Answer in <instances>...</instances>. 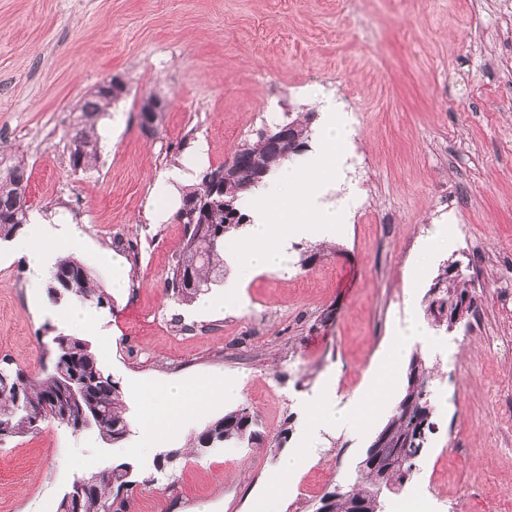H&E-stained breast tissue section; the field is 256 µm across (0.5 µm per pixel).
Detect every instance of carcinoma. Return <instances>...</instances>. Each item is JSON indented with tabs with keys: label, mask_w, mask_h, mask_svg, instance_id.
<instances>
[{
	"label": "carcinoma",
	"mask_w": 512,
	"mask_h": 512,
	"mask_svg": "<svg viewBox=\"0 0 512 512\" xmlns=\"http://www.w3.org/2000/svg\"><path fill=\"white\" fill-rule=\"evenodd\" d=\"M121 94L94 92L79 108L78 121L70 130V143L75 145L70 162L82 170L92 169L98 161V135L91 120L106 112ZM315 112L304 118H288L300 148L286 157L275 159L279 145L264 132L253 143H245L235 152L238 163L231 179L224 180V166L201 171L200 181L183 194V204L198 207L200 233L190 230V219L176 212L185 225L186 241L167 278V291L180 303H190L208 290L224 271V242L249 219L245 195L276 171L285 160L302 156L309 147L311 123ZM28 178L25 163L14 159L0 167V241L15 237L29 223V206L24 194ZM47 293L58 301L74 300L98 307L109 302L108 293L78 260L67 256L58 259L55 272L47 284ZM468 302L461 313L465 317L476 307L474 289L462 274L448 277L443 268L429 288L424 303L428 323L435 329L448 326V300ZM432 379L434 369L426 366L418 352L408 366L404 396L393 410L378 435L388 438L387 447L371 455L366 451L356 476L345 485L325 493L329 512H383L387 494L396 493L417 473L418 463L428 449L430 436L437 424ZM43 414L37 418V414ZM126 408L118 383L102 372L95 354L85 340L63 336L55 344L50 371L32 378L19 370L0 365V445L32 434L45 423L70 426L80 424L96 430L100 437L114 445L121 443L122 432L130 431ZM255 414L247 407L232 410L210 421L190 439L193 454L199 456L226 444L247 442L260 445L263 436ZM74 482L85 483L79 512H104L106 502L112 512H129L131 502L121 495L137 481L132 467L126 463L105 469Z\"/></svg>",
	"instance_id": "obj_1"
}]
</instances>
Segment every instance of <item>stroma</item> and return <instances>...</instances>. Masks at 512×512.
<instances>
[{
	"instance_id": "1",
	"label": "stroma",
	"mask_w": 512,
	"mask_h": 512,
	"mask_svg": "<svg viewBox=\"0 0 512 512\" xmlns=\"http://www.w3.org/2000/svg\"><path fill=\"white\" fill-rule=\"evenodd\" d=\"M512 0H0V152L22 159L31 211L62 215L87 237L78 259L101 285L124 292L97 309L84 337L118 382L128 421L160 412L174 379L213 374L238 385L207 411L174 418L141 451L137 433L105 444L91 429L54 423L0 446V512H56L77 477L130 464L154 471L157 453L181 454L130 492L131 512H315L355 475L405 393L407 365L363 433H312L301 405L333 384L343 398L374 379L406 315L421 267L426 295L458 260L479 301L468 325L437 331L424 350L438 374V423L419 471L385 512H512ZM117 77L124 96L97 118L95 169L73 173L68 131L95 86ZM330 93L356 130L335 191L341 232L307 267L294 239L285 271L244 281L237 304L198 316L165 280L185 242L157 178L194 162L219 166L278 115L313 109ZM167 108L154 133L140 105ZM442 225L451 244L432 263L419 242ZM68 302L29 282L23 257L0 243V359L39 376L52 339L70 333ZM247 407L262 445L186 453L191 436ZM309 455L297 474L286 452ZM465 496H458V489Z\"/></svg>"
}]
</instances>
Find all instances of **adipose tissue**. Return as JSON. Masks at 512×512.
<instances>
[{"mask_svg":"<svg viewBox=\"0 0 512 512\" xmlns=\"http://www.w3.org/2000/svg\"><path fill=\"white\" fill-rule=\"evenodd\" d=\"M30 221L39 225L38 236L18 239L13 249L24 258L30 279L39 282L46 278L58 259L54 251L56 241H68L74 250L79 251L85 246V238L78 225L64 216L47 218L36 214L31 216ZM406 304L408 314L403 323L397 326L392 342V355L396 358L413 346L428 349L434 344L429 329L415 312L418 304L416 291H408ZM214 392L203 382L194 385L183 381L166 384L159 395L163 412L150 421L135 422L139 437L152 438L165 430L171 418L204 408ZM384 398V393L376 391L369 395L357 394L344 401L327 392L303 405L302 412L306 422L315 429L359 432L363 429L365 406Z\"/></svg>","mask_w":512,"mask_h":512,"instance_id":"1","label":"adipose tissue"}]
</instances>
